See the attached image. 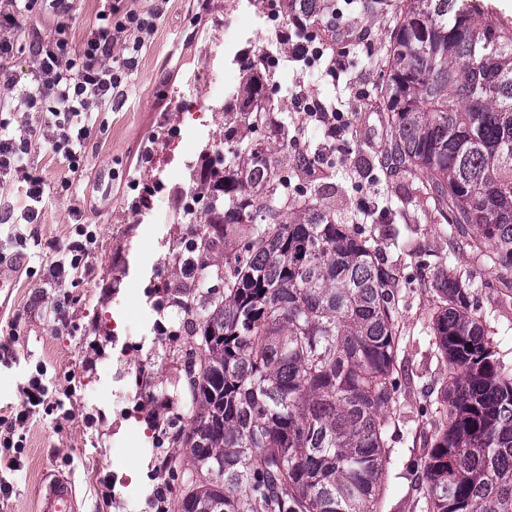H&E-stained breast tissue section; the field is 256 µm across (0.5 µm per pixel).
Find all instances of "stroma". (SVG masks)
Instances as JSON below:
<instances>
[{"label":"stroma","instance_id":"obj_1","mask_svg":"<svg viewBox=\"0 0 512 512\" xmlns=\"http://www.w3.org/2000/svg\"><path fill=\"white\" fill-rule=\"evenodd\" d=\"M225 0H74L69 17L36 8L17 35L20 52L12 69L30 78L36 63L27 49L34 38L66 39L80 48L90 37L100 11L151 6L161 12L155 35L138 55L132 88L125 100L103 106L102 126L89 141L82 171L72 174L48 150L31 157L49 199L38 223L0 227V253L16 252L14 233L27 244L25 266L16 270L11 297L0 304V416L20 409L29 379L40 375L53 400V413L37 411L18 432L23 446L16 468L0 447V512H39L54 481L71 482L79 512H157L160 498H173L178 487L155 478L159 451L152 443L153 403L136 401L140 382L128 369L145 360L151 385L172 380L176 370L155 332L163 318L156 308L155 283L166 272L164 259L175 234L187 225L159 224L156 210L176 208L189 185V168L223 145L224 115L187 111L194 94L189 78L210 67L216 84L211 97L238 83L224 42ZM396 0H336V54L342 64L335 80L314 69L303 75L307 88L322 100H335L352 124L343 136V154L322 165L320 198L336 211L339 223L360 218L362 202L382 200L405 209L410 248L429 255L432 265L453 259L464 277L477 284L475 299L495 312L497 356L512 367V274L490 268L468 248L448 249L445 225L430 216L417 190V177L391 174L378 181L356 172L381 145L383 126L372 93L384 74L389 22ZM70 182L62 190V182ZM79 224L96 233L81 272L55 271ZM381 259L399 271L400 342L398 361L410 382L396 406L397 419L410 423L419 402L440 388L448 364L422 331L436 304L434 271L411 263L396 251L387 218L372 227ZM422 454L411 435L397 439L391 477L380 512H416L419 493L409 470Z\"/></svg>","mask_w":512,"mask_h":512}]
</instances>
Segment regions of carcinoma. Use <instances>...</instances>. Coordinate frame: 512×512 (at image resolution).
<instances>
[{
    "label": "carcinoma",
    "instance_id": "carcinoma-1",
    "mask_svg": "<svg viewBox=\"0 0 512 512\" xmlns=\"http://www.w3.org/2000/svg\"><path fill=\"white\" fill-rule=\"evenodd\" d=\"M278 8L283 54L308 45L300 69L334 49L336 0ZM392 22L374 99L384 146L363 175L423 177L448 240L512 273V20L481 0H400ZM265 83L243 67L224 162L193 174L205 232L172 252L180 280L158 301L180 313L156 326L178 379L155 390L153 428L190 460H166L178 494L160 512H379L399 428L400 275L366 225L319 202L321 160L344 146L327 129L302 145ZM436 283L431 344L452 371L411 429L419 512H512V368L453 262Z\"/></svg>",
    "mask_w": 512,
    "mask_h": 512
}]
</instances>
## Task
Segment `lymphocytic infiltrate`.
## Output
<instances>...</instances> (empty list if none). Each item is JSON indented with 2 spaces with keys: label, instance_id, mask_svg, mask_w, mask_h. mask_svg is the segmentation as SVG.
I'll return each mask as SVG.
<instances>
[{
  "label": "lymphocytic infiltrate",
  "instance_id": "f902f5d3",
  "mask_svg": "<svg viewBox=\"0 0 512 512\" xmlns=\"http://www.w3.org/2000/svg\"><path fill=\"white\" fill-rule=\"evenodd\" d=\"M38 0H8L0 9V84L11 92L0 102V185L20 184L23 210L0 211V224L22 216L36 223L45 202L44 184L29 170L27 158L42 144L61 156L69 171L78 172L85 145L96 131L95 110L124 92L136 54L158 27L157 9H130L102 14L101 24L81 49L63 39L38 40L29 45L36 59L30 80L21 82L10 63L18 47L12 36L34 11ZM46 113L48 134L26 125H13L10 113L21 110Z\"/></svg>",
  "mask_w": 512,
  "mask_h": 512
}]
</instances>
